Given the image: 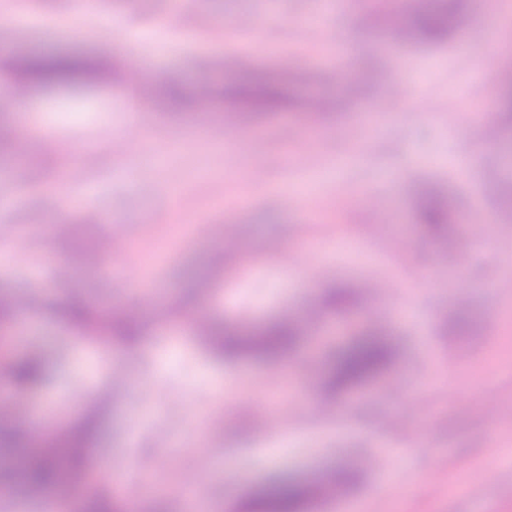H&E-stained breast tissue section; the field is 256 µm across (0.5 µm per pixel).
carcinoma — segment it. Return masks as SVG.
<instances>
[{
    "mask_svg": "<svg viewBox=\"0 0 512 512\" xmlns=\"http://www.w3.org/2000/svg\"><path fill=\"white\" fill-rule=\"evenodd\" d=\"M469 0H407L405 17L399 22L385 23L384 36L411 45L437 44L448 41ZM127 63L83 53H63L54 49L20 59L13 79V90L7 95L11 103L22 102L41 90L60 87L82 88L110 76L124 78ZM506 76L498 85L500 92L499 133L512 134V65L504 68ZM368 82L363 72H354L339 81L341 95L348 101L361 96ZM171 109L181 108L186 89L178 83L164 88ZM293 82L284 85L277 80L246 73L229 99L215 101L218 108L235 112L243 121L275 114L294 103ZM492 194L501 208L512 210V181H497ZM416 222L431 236L440 249L453 251L468 238L452 222L448 194L425 188L415 213ZM212 272H199L186 283L183 305L172 314H190L194 299L205 290ZM380 285L368 280L357 286L333 285L324 290L319 306L306 309L302 315L270 319L262 324H226L220 320L201 321L195 331L206 345L211 358L219 362L259 360L279 365L299 346L301 336L321 324V313L346 310L357 302L371 298ZM39 312H47L68 324L88 341L96 344L118 342L134 345L145 337L148 327L127 316L114 314L85 296L57 303L41 304ZM16 304L0 297V330L15 320ZM468 317L457 313L443 323L442 335L457 336L468 326ZM397 345L389 327L371 326L360 338L330 353L318 367L321 390L333 395L377 379L393 363ZM0 374L17 390L36 394L51 383L54 373L48 368L46 353L39 347L0 362ZM104 420V409L94 406L81 411L70 426L55 431L33 432L9 422H0V450H23L18 469L0 473L4 490L21 494L34 493L48 502L64 497L88 482L89 449L96 440ZM358 470L347 466H328L315 480L307 481L293 474L275 475L249 493L241 512H305L318 497L342 493L354 486ZM77 512H126L124 504L112 496L104 482L89 489L79 500Z\"/></svg>",
    "mask_w": 512,
    "mask_h": 512,
    "instance_id": "carcinoma-1",
    "label": "carcinoma"
}]
</instances>
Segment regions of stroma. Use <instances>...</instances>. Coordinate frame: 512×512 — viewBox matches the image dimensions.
Wrapping results in <instances>:
<instances>
[{"label":"stroma","mask_w":512,"mask_h":512,"mask_svg":"<svg viewBox=\"0 0 512 512\" xmlns=\"http://www.w3.org/2000/svg\"><path fill=\"white\" fill-rule=\"evenodd\" d=\"M327 0H189L164 40L152 32L168 0H94L60 10L56 0H0V71L12 56L42 46L112 54L122 28L143 38L137 60L154 72L151 86L180 82L191 101L182 115H164L154 95L133 99L121 84L34 94L12 112L20 149L0 155V247L25 240L24 252L0 264V287L16 299L40 293L58 302L82 289L103 304L153 322L179 298L187 277L212 269L195 302L197 314L226 323L260 324L295 313L337 282L370 277L391 281L417 308L404 317L384 296L326 318L323 335L306 339L288 360L307 396L315 394L314 366L349 343L371 317L390 324L400 355L383 381L338 397L335 412L296 405L274 366L219 363L186 334V322L155 326L136 347L75 346L68 327L48 316L0 331V351L20 355L32 346L65 347L69 379L22 397L0 382V402L25 428L64 424L78 408L104 401L106 425L92 451L98 471L121 474L112 494L128 512H187L204 490L209 512H232L276 470L316 476L328 463L362 468L346 497L327 496L308 512H347L364 501L367 512H512V215L499 210L488 188L512 177V137L482 139L476 115L499 106L488 67L512 65V49L472 39L495 9L512 17V0H470L448 43L389 45L378 30L357 22L370 0H350L331 13ZM112 16L109 38L101 16ZM247 53L258 69L287 78L286 62L303 70L294 80L301 98H335L334 76L374 61L406 83L425 106L421 116L383 100L378 85L362 104L315 123L298 110L209 136L190 139L201 108L200 90L217 97L238 81L228 57ZM126 138L134 159L126 167L112 152L114 134ZM281 155L280 168L253 183L252 169ZM456 156L457 165L446 164ZM445 188L462 227L496 218L491 237L467 242L459 256H441L415 222L420 184ZM312 185L297 199L292 189ZM362 197L341 209L348 194ZM71 217L98 213V224L78 227L100 244L82 266L78 289L58 278L49 257L58 206ZM466 309L469 325L454 343L439 336L440 317ZM231 382L236 404L216 399L212 383ZM427 408L413 410L416 388ZM261 404L269 415H291L287 431L254 422ZM415 411L412 428L385 429L389 416Z\"/></svg>","instance_id":"obj_1"}]
</instances>
